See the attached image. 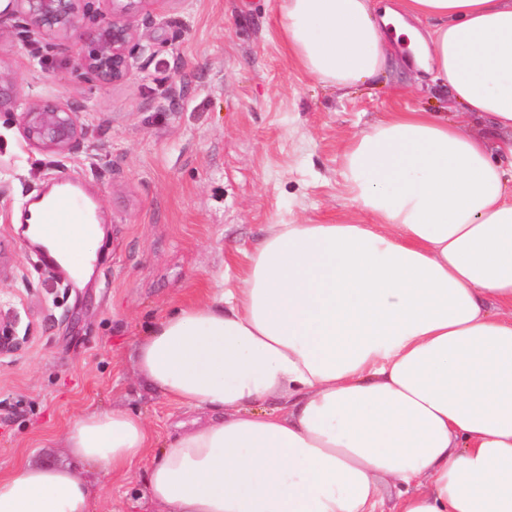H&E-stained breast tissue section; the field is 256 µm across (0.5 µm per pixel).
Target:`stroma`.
<instances>
[{"label": "stroma", "instance_id": "stroma-1", "mask_svg": "<svg viewBox=\"0 0 512 512\" xmlns=\"http://www.w3.org/2000/svg\"><path fill=\"white\" fill-rule=\"evenodd\" d=\"M282 0H159L138 20L123 83L83 79L65 47L0 19V69L26 98L84 104L81 152L27 146L0 114V475L66 460L63 433L94 409L142 414L157 444L185 409L132 359L146 329L232 279L271 224L368 223L340 192L349 139L383 113L451 112L404 65L339 89L308 75L281 39ZM66 179L98 206L105 235L85 287L42 271L16 226L23 204ZM93 512H154L145 490L86 476Z\"/></svg>", "mask_w": 512, "mask_h": 512}]
</instances>
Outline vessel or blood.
Here are the masks:
<instances>
[{"label": "vessel or blood", "mask_w": 512, "mask_h": 512, "mask_svg": "<svg viewBox=\"0 0 512 512\" xmlns=\"http://www.w3.org/2000/svg\"><path fill=\"white\" fill-rule=\"evenodd\" d=\"M36 202L38 209L34 215V224L40 242L33 250L39 267L68 281L69 272L58 261L57 251L69 253L83 251L86 244L78 238L73 227L86 223L89 212L88 202L75 190L66 188L56 196H40Z\"/></svg>", "instance_id": "b4317fda"}]
</instances>
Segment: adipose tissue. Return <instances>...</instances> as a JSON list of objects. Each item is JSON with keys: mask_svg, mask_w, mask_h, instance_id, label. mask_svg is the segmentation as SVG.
<instances>
[{"mask_svg": "<svg viewBox=\"0 0 512 512\" xmlns=\"http://www.w3.org/2000/svg\"><path fill=\"white\" fill-rule=\"evenodd\" d=\"M281 29L340 88L407 37L459 111L355 135L343 191L370 223L269 225L236 287L138 340L193 414L175 436L85 412L66 463L0 476V512H91L88 472L140 473L158 512H379L385 485L395 512H512V0H283Z\"/></svg>", "mask_w": 512, "mask_h": 512, "instance_id": "obj_1", "label": "adipose tissue"}]
</instances>
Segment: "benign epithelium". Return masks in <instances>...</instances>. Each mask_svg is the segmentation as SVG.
<instances>
[{
  "label": "benign epithelium",
  "instance_id": "benign-epithelium-1",
  "mask_svg": "<svg viewBox=\"0 0 512 512\" xmlns=\"http://www.w3.org/2000/svg\"><path fill=\"white\" fill-rule=\"evenodd\" d=\"M153 0H8L6 15L27 21L32 37L53 41L69 37L84 22L79 41L70 45L83 77L101 86L123 82L134 67L137 20ZM85 106L54 100L25 101L11 75L0 73V112H17L23 140L59 154L75 153L84 136Z\"/></svg>",
  "mask_w": 512,
  "mask_h": 512
}]
</instances>
